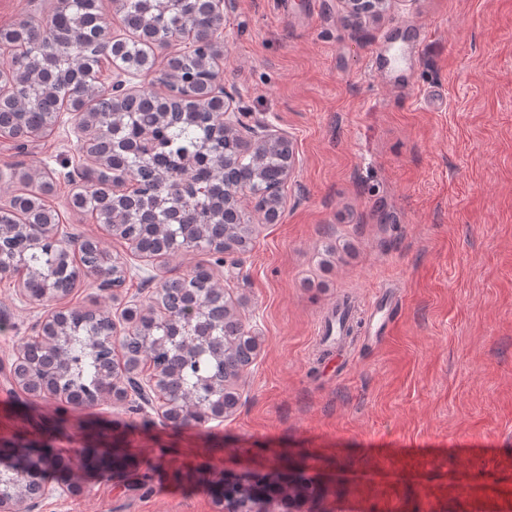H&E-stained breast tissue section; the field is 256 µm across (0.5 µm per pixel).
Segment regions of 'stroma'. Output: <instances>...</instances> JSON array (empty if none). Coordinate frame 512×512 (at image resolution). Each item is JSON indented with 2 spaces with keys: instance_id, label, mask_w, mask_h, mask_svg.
Wrapping results in <instances>:
<instances>
[{
  "instance_id": "1",
  "label": "stroma",
  "mask_w": 512,
  "mask_h": 512,
  "mask_svg": "<svg viewBox=\"0 0 512 512\" xmlns=\"http://www.w3.org/2000/svg\"><path fill=\"white\" fill-rule=\"evenodd\" d=\"M222 46L225 93L289 141L294 173L274 222L238 197L254 247L217 278L261 345L237 409L209 428L174 432L156 405L109 397L62 415L14 383L47 315L119 318L212 256L140 258L71 209L96 167L72 114L49 137L0 139V209L17 172L51 171L60 232L96 239L131 276L115 295L85 278L38 304L0 274V446L46 442L73 461L123 448L137 463L76 470L80 493L54 489L31 512H224L213 480L279 469L320 489L297 512H512V0H394L359 26L340 0H230ZM343 297L353 331L321 341ZM383 297L392 328L377 342L366 321Z\"/></svg>"
}]
</instances>
